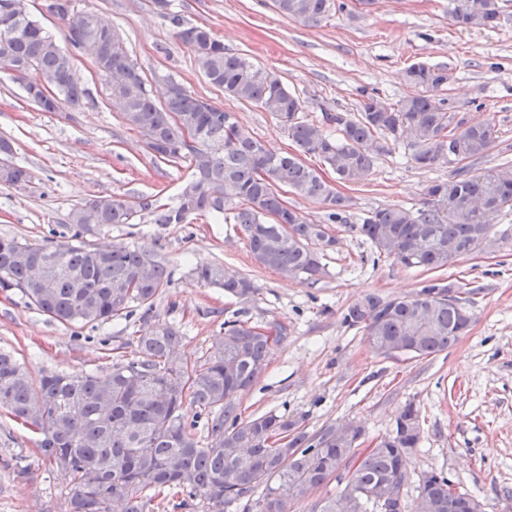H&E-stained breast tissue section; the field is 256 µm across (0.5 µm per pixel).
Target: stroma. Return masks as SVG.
<instances>
[{
    "instance_id": "obj_1",
    "label": "stroma",
    "mask_w": 512,
    "mask_h": 512,
    "mask_svg": "<svg viewBox=\"0 0 512 512\" xmlns=\"http://www.w3.org/2000/svg\"><path fill=\"white\" fill-rule=\"evenodd\" d=\"M74 2L120 33L149 89L160 91L175 79L235 113L247 132L276 151L291 147L276 118L209 84L193 52L174 39L169 13L189 26L207 24L226 52L276 74L300 98L304 119L331 135L336 128L325 125V113L356 115L367 93L398 102L419 92L404 79L407 67L446 66L453 79L435 98L468 121L490 119L498 129V144L471 170L512 160V0H499L503 17L494 29L460 27L450 0H375L368 8L358 0H335L317 26L285 18L272 0H170L166 11L154 0ZM74 62L89 95L60 112L40 111L0 71V137L12 141L15 162L31 176L23 186L0 184V236L41 244L76 234L95 247L145 249L166 263L171 282L150 316L136 307L130 315L89 324L50 320L19 291H0V352L12 354L35 379L50 372L105 374L115 362L133 359L137 337L156 324L179 330L186 355L195 359L208 353L226 319L279 323L288 335L272 348L265 375L240 396L243 418L301 416L311 432L355 421L365 429L362 447L370 448L413 404L422 438L409 457L406 501L417 498L416 475L436 470L481 500L485 512H512V212L494 216L495 244L440 273L470 295L472 319L458 342L427 358L378 355L361 331L343 324V311L372 292L408 295L424 274L389 259L374 261L359 226L378 208L420 206L431 182L453 177L451 168H419L396 146L376 161L367 181L341 184L318 158L307 157L349 200L346 223L330 227L337 244L326 251L325 273L316 282L257 265L239 225L209 214L157 224L146 213L133 224L80 232L69 215L86 200L116 196L172 204L192 168L154 160L142 134L107 107L89 55L75 52ZM204 263L250 278L253 299L242 302L201 284L193 269ZM69 491L65 474L38 452L36 433L0 411V512H68Z\"/></svg>"
}]
</instances>
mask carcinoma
<instances>
[{"label": "carcinoma", "mask_w": 512, "mask_h": 512, "mask_svg": "<svg viewBox=\"0 0 512 512\" xmlns=\"http://www.w3.org/2000/svg\"><path fill=\"white\" fill-rule=\"evenodd\" d=\"M16 0H0V70L14 65L33 69L43 82L30 84L42 112L76 107L88 95L71 61V49L86 40L101 44L97 69L120 66L126 78L112 84L107 105L140 131L154 158L176 164L195 160L178 153L185 132L199 138L205 162L196 166L195 184H185L174 205L134 208L112 196L88 201L100 211L102 224H131L137 210L147 211L156 224H183L192 214H221L240 225L254 260L286 277L317 281L324 270V248L336 238L327 225L316 224L290 208L279 193L293 192L321 201L327 221L347 223L348 199L336 192L318 170L302 160L320 158L346 183L366 181L375 161L402 145L421 168L448 165L454 177L435 182L418 208L386 207L363 218L360 232L378 255L405 267L426 271L448 265L456 257L483 251L492 225L482 204L494 212L512 209V163L468 174L465 162L483 157L497 141L490 121L468 123L427 94L389 103L369 96L359 116L326 114L341 137L333 139L303 119L301 102L275 75L248 58L224 51V44L205 25L186 26L170 17L174 37L190 48L208 81L235 100L253 103L275 115L296 151L273 153L246 132L229 112L185 89L166 105L158 103L131 59L120 34L97 28L98 18L79 10L73 0H48L47 11L66 31L62 47L30 13L15 15ZM284 17L307 25L320 24L331 0H273ZM452 15L465 28L495 29L500 25L499 0H453ZM451 78L448 68L424 63L405 71L407 82L439 89ZM14 147L0 138V163L10 166L0 183L19 186L29 172L12 162ZM47 263L55 287L45 293L32 281L30 259ZM198 281L224 289L242 302L256 288L245 276L219 265L193 269ZM171 273L157 256L122 244L102 254L83 245L66 247L54 240L28 245L14 237H0V290H19L38 310L61 323L107 321L128 313L135 304L149 315L157 296L169 286ZM454 305H448V299ZM468 300L449 285L428 283L415 293L388 298L368 293L351 304L342 322L362 330L369 344L385 353L427 357L447 351L468 328L460 314ZM286 332L282 326L266 330L239 319L224 321L205 359L179 357L180 334L167 324L137 337L136 357L112 365L106 374L73 377L45 373L35 380L13 356L0 353V409L28 429L50 423L51 433L38 441L41 456L51 464L67 458L64 468L71 486L70 512H143L144 504L162 494L188 493L212 505L213 512H292L296 499L322 487L338 475L339 465L357 458L341 490L316 500L311 512H414L403 489L409 456L421 441L419 414L405 405L391 434L382 437L362 457L355 441L365 434L357 424L350 437L336 435L327 425L309 433L302 417L288 420L263 414L244 420L239 396L263 376L272 347ZM204 421L207 442L192 430ZM418 497L435 505V512H483V504L453 487L441 471L418 477Z\"/></svg>", "instance_id": "1"}]
</instances>
